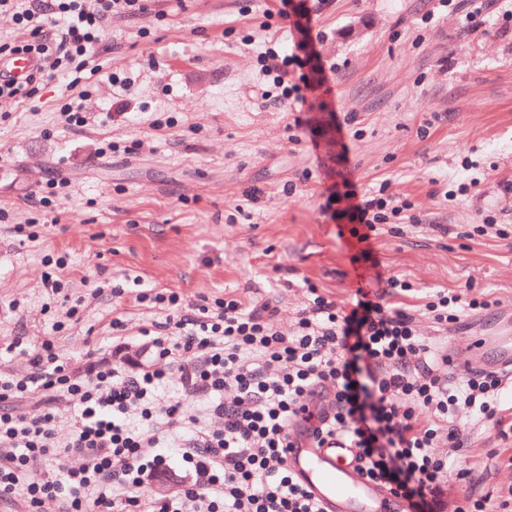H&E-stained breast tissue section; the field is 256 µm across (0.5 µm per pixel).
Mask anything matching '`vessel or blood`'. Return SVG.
I'll use <instances>...</instances> for the list:
<instances>
[{"label":"vessel or blood","instance_id":"obj_1","mask_svg":"<svg viewBox=\"0 0 512 512\" xmlns=\"http://www.w3.org/2000/svg\"><path fill=\"white\" fill-rule=\"evenodd\" d=\"M473 353L486 370H512V323L475 337ZM290 471L326 512H409L408 503L382 487L362 480L355 451L344 441L316 447L313 438L292 440L286 451Z\"/></svg>","mask_w":512,"mask_h":512}]
</instances>
